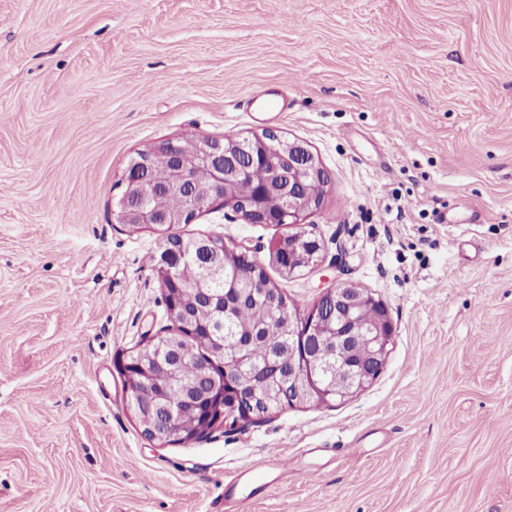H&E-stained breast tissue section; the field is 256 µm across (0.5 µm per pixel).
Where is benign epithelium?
Returning a JSON list of instances; mask_svg holds the SVG:
<instances>
[{"label": "benign epithelium", "instance_id": "7a95c632", "mask_svg": "<svg viewBox=\"0 0 512 512\" xmlns=\"http://www.w3.org/2000/svg\"><path fill=\"white\" fill-rule=\"evenodd\" d=\"M244 152L265 162L271 170V177L252 199H241L230 192V187L243 174ZM160 154L174 158L177 166L156 173L150 179L144 177L143 170ZM199 165H206L211 171L210 186L202 193L190 188L191 171ZM327 183L328 174L306 146L298 141L283 140L270 130L252 139L226 137L204 148L189 146L177 139H163L140 152L129 166L122 181L117 219L120 224L148 226L191 224L205 211L224 209L248 224L299 226L303 213L320 206V199L309 192V186L316 184L323 190ZM159 185L170 192L185 194L180 210L160 213L150 207L149 197ZM322 249L313 233L299 230L272 245L268 258L292 276L311 261L319 260ZM239 258L265 268L263 262L248 252L224 246V238L220 236L182 240L176 246L164 241L157 276L171 319L179 322L180 328L170 327L161 332L163 338L155 335L130 351L122 358L120 370L125 375L138 368L147 377L155 372L178 376L182 364L177 356L178 345L184 336L195 335L197 329L201 335L210 337L216 359L203 363L200 381L186 383L177 404L169 403L157 391L140 395L135 388L126 387L127 402L151 441L161 445L170 443L182 433V421L189 417L209 423V429L204 431L206 435L220 422L230 426L234 421L265 418L269 414L266 399L242 388L245 380L266 385L293 407L309 398L323 405L343 401L365 390L381 373L394 342L395 326L381 300L349 281L328 289L309 314L288 315V325L280 329V335L288 337L290 344L301 337L304 343L301 365L282 371L271 360L256 364L241 355L247 342L237 336L224 335V324L231 320L229 313L233 308L245 305L257 292L247 294L236 288L227 297L223 291L210 287L212 283L223 282L224 269ZM189 264L198 271L192 277L180 279V287L201 293V299L215 313L214 322L202 329L193 319L189 302L170 292L175 272ZM365 311L373 317L369 324L358 318ZM327 313L335 318L326 340L335 347L339 390L328 380L331 370L328 349L312 352V346L321 341L320 322ZM362 341L368 345L364 361L357 366L343 365V349H356Z\"/></svg>", "mask_w": 512, "mask_h": 512}]
</instances>
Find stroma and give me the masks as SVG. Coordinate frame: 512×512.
<instances>
[{"instance_id":"35a3bbf8","label":"stroma","mask_w":512,"mask_h":512,"mask_svg":"<svg viewBox=\"0 0 512 512\" xmlns=\"http://www.w3.org/2000/svg\"><path fill=\"white\" fill-rule=\"evenodd\" d=\"M267 129L330 180L281 289L353 280L394 343L344 401L158 445L118 363L170 323L162 237L117 222L122 179ZM0 512H512V0H0Z\"/></svg>"}]
</instances>
